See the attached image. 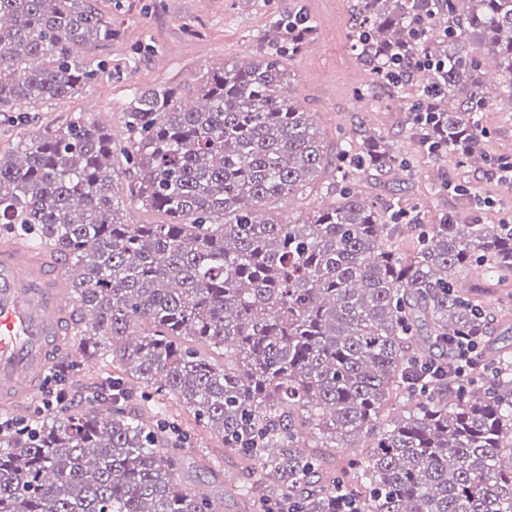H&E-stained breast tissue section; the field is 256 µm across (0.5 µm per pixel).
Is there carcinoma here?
Returning <instances> with one entry per match:
<instances>
[{
    "mask_svg": "<svg viewBox=\"0 0 512 512\" xmlns=\"http://www.w3.org/2000/svg\"><path fill=\"white\" fill-rule=\"evenodd\" d=\"M270 26L258 60L199 78V105L166 87L132 95L125 159L159 224L124 223L112 135L80 116L27 140L21 161L0 157V224L64 255L70 292L96 314L77 347L120 369L84 386V408L62 398L26 434L0 435V512H209L207 493L177 479L160 425L121 406L141 384L159 422H177L174 400L258 464L225 490L241 512H336L341 494L358 512H512V348L480 319L492 315L481 289L455 287L463 272L512 282V226L428 224L398 189L364 199L352 172L410 165L364 130L328 155L283 87L315 27L301 10ZM114 36L93 0H0V112L95 82L105 63L83 49ZM348 39L371 73L356 97L410 99L420 152L493 162L483 112L512 102V0H357ZM475 42L496 60L494 86ZM396 52L404 73L390 82ZM426 59L438 67L415 65ZM426 109L431 126L415 122ZM328 167L336 201L279 220L272 205ZM468 334L484 364L461 383L435 353ZM106 386L116 407L103 410ZM404 401L415 406L390 415ZM340 446L365 452L324 475Z\"/></svg>",
    "mask_w": 512,
    "mask_h": 512,
    "instance_id": "obj_1",
    "label": "carcinoma"
}]
</instances>
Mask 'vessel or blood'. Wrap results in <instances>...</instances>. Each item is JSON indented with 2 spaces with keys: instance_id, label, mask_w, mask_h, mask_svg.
<instances>
[{
  "instance_id": "vessel-or-blood-1",
  "label": "vessel or blood",
  "mask_w": 512,
  "mask_h": 512,
  "mask_svg": "<svg viewBox=\"0 0 512 512\" xmlns=\"http://www.w3.org/2000/svg\"><path fill=\"white\" fill-rule=\"evenodd\" d=\"M72 297L51 253L0 242V407L22 409L73 336Z\"/></svg>"
}]
</instances>
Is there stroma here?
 Wrapping results in <instances>:
<instances>
[{
  "instance_id": "stroma-1",
  "label": "stroma",
  "mask_w": 512,
  "mask_h": 512,
  "mask_svg": "<svg viewBox=\"0 0 512 512\" xmlns=\"http://www.w3.org/2000/svg\"><path fill=\"white\" fill-rule=\"evenodd\" d=\"M355 0H95L110 16L119 38L108 45L87 46L88 54L104 59L106 67L88 87L39 108L0 112V157L19 156L31 136L65 126L80 116L112 135L113 191L125 222L155 224L159 214L142 207L132 195L133 171L122 154L126 144L125 111L133 90L169 86L189 91L198 78L224 62L244 65L254 61L270 33L272 16L300 9L317 27L315 40L287 61L284 87L294 102L314 115V125L327 150H335L339 135L362 128L383 137L408 158L412 175L358 172L356 187L364 197L381 202L393 187L404 188L409 200L432 221L463 215L465 198L433 194L429 184L463 182L498 206L512 207V190L502 187L486 165L469 168L454 159L414 152L409 139V106L390 99L382 107L358 101L356 88L367 85L368 69L352 55L348 43ZM490 133L488 147L512 155V107L507 102L484 114ZM182 482L205 488L212 500L222 501L223 512H239L236 499L226 496L227 483L245 484L252 471L239 457L225 451L221 437L202 431L193 419L181 427Z\"/></svg>"
}]
</instances>
